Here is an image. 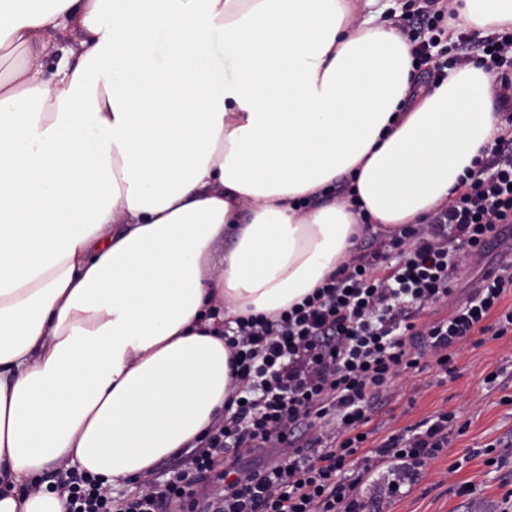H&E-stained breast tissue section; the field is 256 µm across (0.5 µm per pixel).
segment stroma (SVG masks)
Listing matches in <instances>:
<instances>
[{
    "mask_svg": "<svg viewBox=\"0 0 512 512\" xmlns=\"http://www.w3.org/2000/svg\"><path fill=\"white\" fill-rule=\"evenodd\" d=\"M512 256V227L480 260L460 258L453 295L465 299L483 274ZM453 374L429 366L392 378L369 411V446L441 413L448 446L405 482L384 512H512V333L474 334L456 347Z\"/></svg>",
    "mask_w": 512,
    "mask_h": 512,
    "instance_id": "1",
    "label": "stroma"
}]
</instances>
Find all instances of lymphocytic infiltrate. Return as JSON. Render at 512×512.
Returning <instances> with one entry per match:
<instances>
[{
	"label": "lymphocytic infiltrate",
	"instance_id": "obj_1",
	"mask_svg": "<svg viewBox=\"0 0 512 512\" xmlns=\"http://www.w3.org/2000/svg\"><path fill=\"white\" fill-rule=\"evenodd\" d=\"M415 27L401 32L413 46L416 65L443 76L449 64L468 61L471 51L496 69L503 88L498 110L512 127V30L478 38L450 24L440 0H420ZM448 41L453 62L430 50ZM512 224V137L495 148L448 207L429 224L409 225L391 238L398 254L387 263L381 249L352 256L302 303L276 320L239 317L231 330L237 383L233 408L214 422L196 447L191 469L119 501L100 476L80 471L62 484L66 512H166L179 504L195 512L196 485L223 465V489L206 512H370L361 487L373 461L395 458L416 467L430 464L448 445L447 414L393 437L365 453L369 404L399 373L420 368L429 349L448 368L452 347L498 321L494 337L512 329V311L499 307L512 289V262L487 272L468 300L448 318L417 327L426 305L446 300L461 251L484 252ZM288 453L271 465L245 466L242 453L259 454L279 445Z\"/></svg>",
	"mask_w": 512,
	"mask_h": 512
}]
</instances>
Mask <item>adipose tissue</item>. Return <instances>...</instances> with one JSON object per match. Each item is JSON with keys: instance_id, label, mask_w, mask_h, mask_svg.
I'll list each match as a JSON object with an SVG mask.
<instances>
[{"instance_id": "1", "label": "adipose tissue", "mask_w": 512, "mask_h": 512, "mask_svg": "<svg viewBox=\"0 0 512 512\" xmlns=\"http://www.w3.org/2000/svg\"><path fill=\"white\" fill-rule=\"evenodd\" d=\"M375 2L0 0L25 51L0 76V512H66L53 467L114 485L191 445L234 387L225 320L301 303L490 152L493 72L420 83ZM448 7L512 27V0Z\"/></svg>"}]
</instances>
